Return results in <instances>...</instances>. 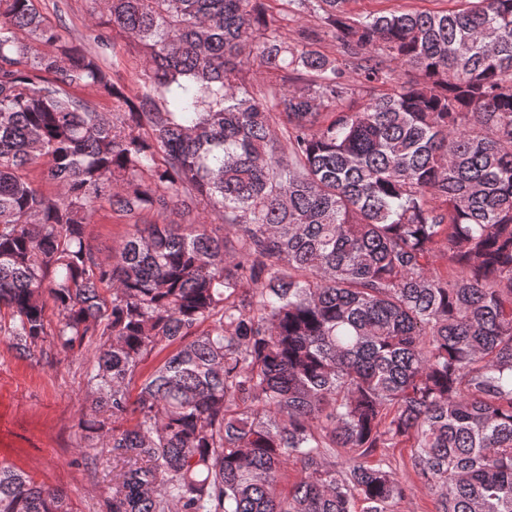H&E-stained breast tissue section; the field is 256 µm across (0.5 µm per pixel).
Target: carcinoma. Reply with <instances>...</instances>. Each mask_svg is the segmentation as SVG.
I'll list each match as a JSON object with an SVG mask.
<instances>
[{"label":"carcinoma","mask_w":512,"mask_h":512,"mask_svg":"<svg viewBox=\"0 0 512 512\" xmlns=\"http://www.w3.org/2000/svg\"><path fill=\"white\" fill-rule=\"evenodd\" d=\"M283 2L287 41L262 0H101L132 90L103 32L86 50L0 0V334L26 357L96 338L104 512H391L405 487L366 461L388 448L438 512H512V0ZM106 209L180 220L104 255ZM0 512L72 509L0 463ZM448 0H359L353 5L355 12L360 14L389 10L443 11L451 8ZM110 38V47L107 50L106 62L112 77L125 84L134 85L136 74L141 64L138 57L129 47V42L124 33L119 29H112V26L105 25ZM175 349V346H171L163 351L158 349L152 353L138 368L137 373L130 384L131 399H136L140 386L143 381L154 372V370L163 363L169 353Z\"/></svg>","instance_id":"1"}]
</instances>
